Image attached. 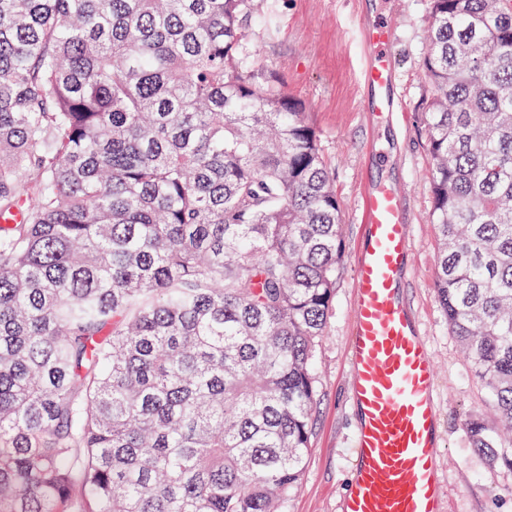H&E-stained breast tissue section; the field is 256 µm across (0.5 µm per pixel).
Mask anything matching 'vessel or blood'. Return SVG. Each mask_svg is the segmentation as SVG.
<instances>
[{
    "instance_id": "vessel-or-blood-1",
    "label": "vessel or blood",
    "mask_w": 512,
    "mask_h": 512,
    "mask_svg": "<svg viewBox=\"0 0 512 512\" xmlns=\"http://www.w3.org/2000/svg\"><path fill=\"white\" fill-rule=\"evenodd\" d=\"M360 35L361 81L374 91L370 111H397L392 26L376 16ZM361 209L366 240L355 264L349 342L359 426L341 512H443L436 368L399 296L409 272L405 195L383 183L364 192Z\"/></svg>"
}]
</instances>
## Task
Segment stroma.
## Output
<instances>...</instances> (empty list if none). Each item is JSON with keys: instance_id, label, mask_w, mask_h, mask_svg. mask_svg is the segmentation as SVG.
<instances>
[{"instance_id": "1", "label": "stroma", "mask_w": 512, "mask_h": 512, "mask_svg": "<svg viewBox=\"0 0 512 512\" xmlns=\"http://www.w3.org/2000/svg\"><path fill=\"white\" fill-rule=\"evenodd\" d=\"M382 12L395 30L398 95L403 111L379 118L364 110L360 28ZM428 0H265L249 40L259 64L276 72L301 101L318 137L342 207L343 259L326 335L315 354L319 403L300 485L282 512H340L355 464L356 416L348 398L347 355L354 263L365 240L361 197L390 181L406 193L410 273L400 290L437 367L440 478L445 512H512V469L472 447L466 424L486 415L484 387L448 327L434 286L438 239L428 221L431 161L422 123L426 91L420 63Z\"/></svg>"}]
</instances>
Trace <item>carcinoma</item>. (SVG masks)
<instances>
[{
    "mask_svg": "<svg viewBox=\"0 0 512 512\" xmlns=\"http://www.w3.org/2000/svg\"><path fill=\"white\" fill-rule=\"evenodd\" d=\"M259 0H0V512H278L342 209ZM436 292L512 469V0H429Z\"/></svg>",
    "mask_w": 512,
    "mask_h": 512,
    "instance_id": "carcinoma-1",
    "label": "carcinoma"
}]
</instances>
